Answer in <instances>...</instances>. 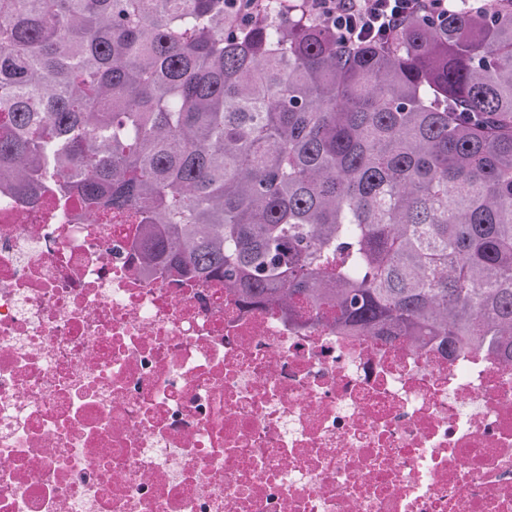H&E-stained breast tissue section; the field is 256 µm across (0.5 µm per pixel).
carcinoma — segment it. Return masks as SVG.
Returning <instances> with one entry per match:
<instances>
[{
	"label": "carcinoma",
	"mask_w": 512,
	"mask_h": 512,
	"mask_svg": "<svg viewBox=\"0 0 512 512\" xmlns=\"http://www.w3.org/2000/svg\"><path fill=\"white\" fill-rule=\"evenodd\" d=\"M0 188L151 270L512 365V0H0ZM314 9L325 15L345 40L384 30L396 22L405 10L418 5L448 9L447 0H311Z\"/></svg>",
	"instance_id": "cac0c4a2"
}]
</instances>
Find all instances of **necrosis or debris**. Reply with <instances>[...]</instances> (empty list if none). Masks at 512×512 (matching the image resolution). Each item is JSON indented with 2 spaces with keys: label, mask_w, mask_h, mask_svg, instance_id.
I'll use <instances>...</instances> for the list:
<instances>
[{
  "label": "necrosis or debris",
  "mask_w": 512,
  "mask_h": 512,
  "mask_svg": "<svg viewBox=\"0 0 512 512\" xmlns=\"http://www.w3.org/2000/svg\"><path fill=\"white\" fill-rule=\"evenodd\" d=\"M0 191V512H512V366L148 271Z\"/></svg>",
  "instance_id": "necrosis-or-debris-1"
}]
</instances>
